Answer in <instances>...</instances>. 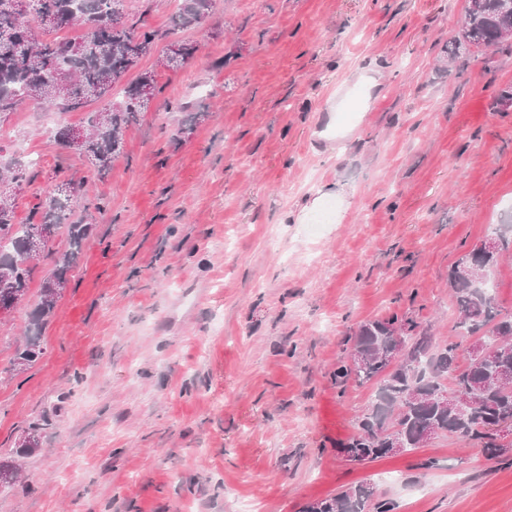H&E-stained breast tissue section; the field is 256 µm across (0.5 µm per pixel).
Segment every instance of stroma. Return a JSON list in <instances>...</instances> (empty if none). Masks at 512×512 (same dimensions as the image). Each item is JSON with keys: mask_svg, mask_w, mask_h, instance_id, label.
<instances>
[{"mask_svg": "<svg viewBox=\"0 0 512 512\" xmlns=\"http://www.w3.org/2000/svg\"><path fill=\"white\" fill-rule=\"evenodd\" d=\"M467 6L217 0L182 34L192 58L161 68L158 46L129 71L162 91L103 181L55 137L84 113L0 117V153L39 171L16 223L62 170L94 226L24 370L10 359L64 235L0 316V457L40 437L0 512H300L360 482L396 512H512V457L445 437L366 465L337 452L375 390L336 387L351 330L407 313L461 339L448 272L512 213V110L492 107L512 52L451 57ZM186 101L207 120L189 126ZM308 196L328 217L286 222Z\"/></svg>", "mask_w": 512, "mask_h": 512, "instance_id": "stroma-1", "label": "stroma"}]
</instances>
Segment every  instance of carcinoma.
Listing matches in <instances>:
<instances>
[{
	"mask_svg": "<svg viewBox=\"0 0 512 512\" xmlns=\"http://www.w3.org/2000/svg\"><path fill=\"white\" fill-rule=\"evenodd\" d=\"M215 0H177L164 31L127 23L120 0H0V115L12 112L25 99L48 103L60 112H76L100 101L101 109L87 119L82 140L65 126L62 144L85 158L95 178L105 180L112 161L124 147V132L137 123L145 102L160 92L156 76L145 72L121 89L122 100H111L123 76L150 54L155 43L168 40L167 58L181 66L197 51L196 44L175 34L201 26L212 14ZM87 28L79 41L47 39L76 24ZM458 41L477 48L512 51V0H470ZM0 176L15 186L32 184L36 165L0 156ZM82 184L62 181L44 194L35 208V224L14 223V205L0 198V312L9 313L29 289L49 241L65 229L66 248L54 258L44 279L41 301L30 312L25 340L10 359L23 370L42 354V329L57 299L69 283L92 225L71 220L73 200ZM509 228L498 233L499 250L464 254L450 271L448 282L459 311L458 327L483 340L495 351L497 366L512 371V314H504L484 289L499 258L512 251ZM407 341L400 363L387 369L383 360L395 332ZM336 369V383L362 387L376 384L374 398L355 422V432L341 444L344 458L367 464L420 447L423 431L433 426L444 437L478 445L490 457L512 455L497 441L496 431L512 429V386L486 384L483 363L471 347L435 339L427 326L412 317L389 316L354 328ZM480 390L483 398L465 411L441 406L442 390ZM18 478L13 460L0 458V485ZM384 496H373L367 484L344 487L306 505L302 512H393Z\"/></svg>",
	"mask_w": 512,
	"mask_h": 512,
	"instance_id": "cac0c4a2",
	"label": "carcinoma"
}]
</instances>
